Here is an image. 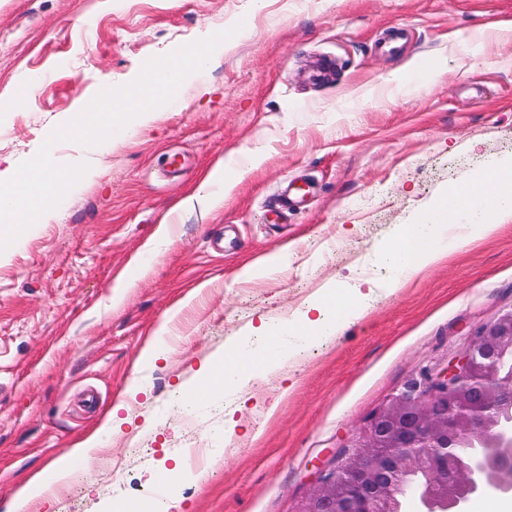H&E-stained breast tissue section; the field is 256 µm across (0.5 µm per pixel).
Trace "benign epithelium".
Returning <instances> with one entry per match:
<instances>
[{
	"instance_id": "obj_1",
	"label": "benign epithelium",
	"mask_w": 512,
	"mask_h": 512,
	"mask_svg": "<svg viewBox=\"0 0 512 512\" xmlns=\"http://www.w3.org/2000/svg\"><path fill=\"white\" fill-rule=\"evenodd\" d=\"M512 311L464 352L424 369L373 412L299 512H467L473 495H509Z\"/></svg>"
}]
</instances>
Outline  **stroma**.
Here are the masks:
<instances>
[{
	"label": "stroma",
	"mask_w": 512,
	"mask_h": 512,
	"mask_svg": "<svg viewBox=\"0 0 512 512\" xmlns=\"http://www.w3.org/2000/svg\"><path fill=\"white\" fill-rule=\"evenodd\" d=\"M99 3L0 0V165L31 159L82 100L146 60L242 29L136 136L53 147L56 162L97 173L0 253V507L126 398L130 423L35 512L138 501L194 446L208 466L166 487L168 512H298L368 415L512 310V219L491 239L442 240L443 263L363 298L336 335L291 339L287 399L273 375L197 406L185 393L213 352L251 349L256 372L273 361L261 322L296 315L320 284L347 301L361 276L395 277L379 254L404 225L512 157V0ZM390 24L403 31L394 50ZM232 156L223 207L172 214ZM303 183L305 204L272 220L277 193ZM165 221L170 243L149 255ZM285 244L280 271L239 279ZM151 342L159 357L140 369ZM235 408L243 425L228 440Z\"/></svg>",
	"instance_id": "stroma-1"
}]
</instances>
